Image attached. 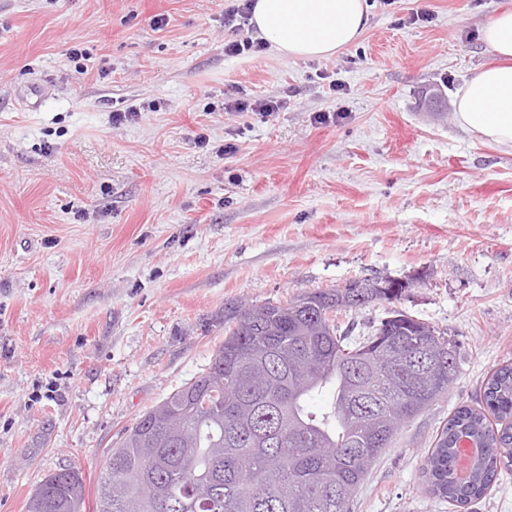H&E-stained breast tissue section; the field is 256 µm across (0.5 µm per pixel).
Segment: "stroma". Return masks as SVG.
I'll list each match as a JSON object with an SVG mask.
<instances>
[{
	"label": "stroma",
	"mask_w": 512,
	"mask_h": 512,
	"mask_svg": "<svg viewBox=\"0 0 512 512\" xmlns=\"http://www.w3.org/2000/svg\"><path fill=\"white\" fill-rule=\"evenodd\" d=\"M229 4L0 0V512L73 463L95 487L122 430L207 367L226 303L374 277L407 282L394 306L445 332L458 372L351 512H512V467L464 507L422 474L512 363V149L453 105L512 0H368L325 60L226 56ZM235 87L282 106L225 111Z\"/></svg>",
	"instance_id": "1"
}]
</instances>
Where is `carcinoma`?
<instances>
[{
	"mask_svg": "<svg viewBox=\"0 0 512 512\" xmlns=\"http://www.w3.org/2000/svg\"><path fill=\"white\" fill-rule=\"evenodd\" d=\"M370 280L284 303L224 306V342L208 367L125 428L89 499L82 471L46 476L26 512H350L372 464L399 430L448 393L454 343L410 315L357 336L336 321L392 303L410 283ZM332 401H315L325 392ZM512 364L488 379L483 406L456 408L423 463L427 490L459 505L512 466ZM461 432L484 448L473 478L454 476Z\"/></svg>",
	"mask_w": 512,
	"mask_h": 512,
	"instance_id": "obj_1",
	"label": "carcinoma"
}]
</instances>
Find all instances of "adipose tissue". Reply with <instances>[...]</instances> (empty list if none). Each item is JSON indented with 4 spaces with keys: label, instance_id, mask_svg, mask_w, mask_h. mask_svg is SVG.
I'll use <instances>...</instances> for the list:
<instances>
[{
    "label": "adipose tissue",
    "instance_id": "1",
    "mask_svg": "<svg viewBox=\"0 0 512 512\" xmlns=\"http://www.w3.org/2000/svg\"><path fill=\"white\" fill-rule=\"evenodd\" d=\"M251 23L277 55L323 59L358 40L368 23L366 0H255ZM497 64L475 71L454 100L460 127L512 148V8L481 29Z\"/></svg>",
    "mask_w": 512,
    "mask_h": 512
}]
</instances>
